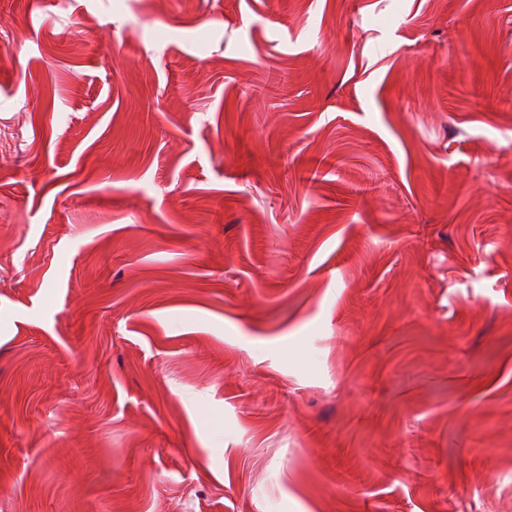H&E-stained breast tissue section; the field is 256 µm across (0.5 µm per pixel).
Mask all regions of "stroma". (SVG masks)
<instances>
[{"instance_id":"1","label":"stroma","mask_w":512,"mask_h":512,"mask_svg":"<svg viewBox=\"0 0 512 512\" xmlns=\"http://www.w3.org/2000/svg\"><path fill=\"white\" fill-rule=\"evenodd\" d=\"M0 512H512V0H0Z\"/></svg>"}]
</instances>
